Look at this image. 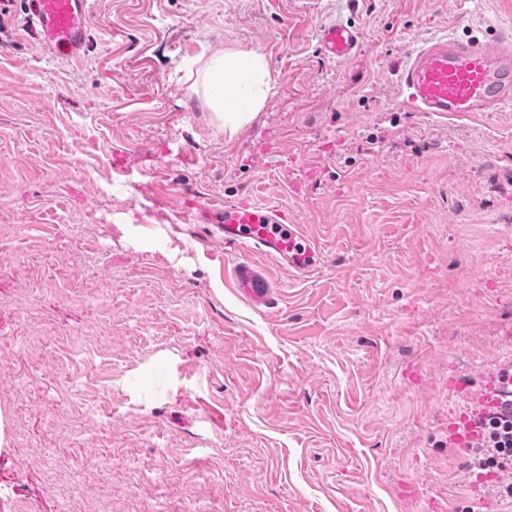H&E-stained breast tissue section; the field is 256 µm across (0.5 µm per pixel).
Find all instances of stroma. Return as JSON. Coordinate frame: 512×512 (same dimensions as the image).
<instances>
[{"label": "stroma", "mask_w": 512, "mask_h": 512, "mask_svg": "<svg viewBox=\"0 0 512 512\" xmlns=\"http://www.w3.org/2000/svg\"><path fill=\"white\" fill-rule=\"evenodd\" d=\"M364 33L325 60L316 33ZM64 63L0 13V512H512L449 426L512 359V106L403 108L394 65L512 0H95ZM256 50L265 104L199 72ZM287 208L321 245L275 307L180 207ZM361 41V30L347 22L336 21L324 24L317 30L320 53L330 61L354 56L359 50ZM203 81L216 120L233 134L264 106L270 73L264 55L257 51H218L207 60Z\"/></svg>", "instance_id": "35a3bbf8"}]
</instances>
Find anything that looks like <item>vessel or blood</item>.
Segmentation results:
<instances>
[{
  "instance_id": "vessel-or-blood-1",
  "label": "vessel or blood",
  "mask_w": 512,
  "mask_h": 512,
  "mask_svg": "<svg viewBox=\"0 0 512 512\" xmlns=\"http://www.w3.org/2000/svg\"><path fill=\"white\" fill-rule=\"evenodd\" d=\"M90 0H33L31 23L40 43L56 58L81 60L90 41ZM359 28L336 21L321 25V54L336 61L354 56ZM402 103L415 112L447 116L451 112H498L512 105V29L491 39L437 36L423 42L396 66ZM193 222L211 224L225 243L244 252L234 265L233 286L247 302L271 307L274 288L266 274L246 257L258 250L301 275L314 271L321 246L305 225L292 223L281 208L248 199L228 200L223 207L198 205Z\"/></svg>"
}]
</instances>
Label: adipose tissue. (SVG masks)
Instances as JSON below:
<instances>
[{"label":"adipose tissue","instance_id":"obj_1","mask_svg":"<svg viewBox=\"0 0 512 512\" xmlns=\"http://www.w3.org/2000/svg\"><path fill=\"white\" fill-rule=\"evenodd\" d=\"M203 81L216 120L234 133L264 106L270 73L264 55L257 51H219L208 59Z\"/></svg>","mask_w":512,"mask_h":512}]
</instances>
